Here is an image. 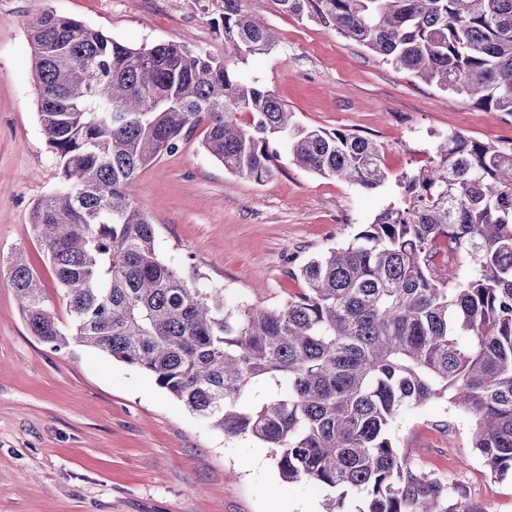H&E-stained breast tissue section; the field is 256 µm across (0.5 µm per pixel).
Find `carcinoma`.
<instances>
[{
    "instance_id": "obj_1",
    "label": "carcinoma",
    "mask_w": 512,
    "mask_h": 512,
    "mask_svg": "<svg viewBox=\"0 0 512 512\" xmlns=\"http://www.w3.org/2000/svg\"><path fill=\"white\" fill-rule=\"evenodd\" d=\"M276 2L414 79L512 115V0ZM221 27L238 56L273 49L240 0H224ZM30 40L39 118L61 167L32 220L72 323L60 324L18 253L10 278L31 335L152 375L224 436L272 449L284 479L340 489L325 512H342L350 492L358 512H472L459 490L415 475L392 438L406 409L443 397L471 416L491 475H512V141L441 138L432 165L397 179L399 204L291 272L302 293L231 306L224 289L187 282L160 256L129 194L142 169L203 126L205 151L232 174L273 179L270 145L286 136L297 166L372 190L387 179L378 145L295 123L271 90L188 43L132 48L54 13L33 20ZM258 383L273 392L254 404Z\"/></svg>"
}]
</instances>
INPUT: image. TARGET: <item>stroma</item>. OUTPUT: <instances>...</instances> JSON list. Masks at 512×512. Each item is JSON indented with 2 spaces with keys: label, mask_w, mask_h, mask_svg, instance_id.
Segmentation results:
<instances>
[{
  "label": "stroma",
  "mask_w": 512,
  "mask_h": 512,
  "mask_svg": "<svg viewBox=\"0 0 512 512\" xmlns=\"http://www.w3.org/2000/svg\"><path fill=\"white\" fill-rule=\"evenodd\" d=\"M241 7L272 31L270 53L233 56L215 26L224 0H0V512H323L329 495L285 481L269 448L205 427L144 372L31 335L10 281L15 252L69 320L31 221L61 181L38 115L33 19L70 17L134 48L191 44L259 80L300 124L382 146L387 179L373 190L297 167L284 137L273 142L280 172L255 183L206 155L200 130L140 174L131 199L154 224L161 255L233 304L274 306L301 293L291 269L351 241L397 202V176L427 166L448 133L512 140V115L410 78L331 26L275 0ZM392 437L416 473L458 487L472 512H512V476L490 475L470 415L447 399L404 411Z\"/></svg>",
  "instance_id": "1"
}]
</instances>
